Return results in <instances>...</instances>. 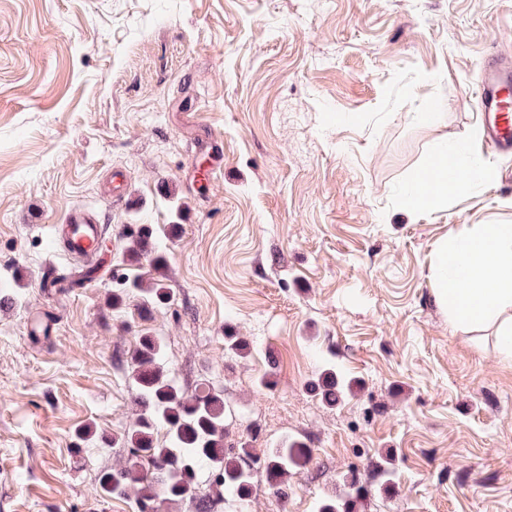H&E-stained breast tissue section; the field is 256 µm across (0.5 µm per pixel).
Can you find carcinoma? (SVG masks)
<instances>
[{"mask_svg": "<svg viewBox=\"0 0 512 512\" xmlns=\"http://www.w3.org/2000/svg\"><path fill=\"white\" fill-rule=\"evenodd\" d=\"M123 261L132 267L147 259L150 272L135 274L126 287L144 299L143 312L170 305L174 293L167 283V259L153 230L145 224H131L126 230ZM130 375L141 413L120 436L115 448L127 453L123 464L99 476L102 495L134 499L137 512H162L189 503L196 512H219L228 499L246 501L252 494L253 469L259 464L270 486L283 493L288 477L304 467L310 458L307 445L295 437L282 439L271 448L257 450L248 444L228 445L226 404L221 390L203 380L189 392L178 386L162 363L161 345L142 336L130 358ZM356 381L324 365L309 384L313 396L334 406L354 394ZM166 439H157L159 429ZM209 471V490L203 492L196 480L197 470ZM364 487L356 476L344 481V491L324 500L319 512H359Z\"/></svg>", "mask_w": 512, "mask_h": 512, "instance_id": "cac0c4a2", "label": "carcinoma"}]
</instances>
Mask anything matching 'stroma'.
<instances>
[{"mask_svg": "<svg viewBox=\"0 0 512 512\" xmlns=\"http://www.w3.org/2000/svg\"><path fill=\"white\" fill-rule=\"evenodd\" d=\"M496 51L512 0H0V512H136L98 478L145 335L178 385L223 391L227 443L311 450L287 495L257 472L223 512H318L349 472L365 512H512V364L435 282L442 241L512 224V157L475 100ZM446 143L490 177L406 213ZM74 208L107 227L100 269L53 288L77 271L52 234ZM130 224L155 229L175 294L148 317ZM36 310L52 336H25ZM327 361L358 382L333 407L307 388Z\"/></svg>", "mask_w": 512, "mask_h": 512, "instance_id": "35a3bbf8", "label": "stroma"}]
</instances>
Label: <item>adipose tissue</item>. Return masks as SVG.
I'll return each mask as SVG.
<instances>
[{
	"label": "adipose tissue",
	"instance_id": "ef3b65f1",
	"mask_svg": "<svg viewBox=\"0 0 512 512\" xmlns=\"http://www.w3.org/2000/svg\"><path fill=\"white\" fill-rule=\"evenodd\" d=\"M487 175L475 161L454 163L449 171L432 167L404 188L400 205L416 212L447 197L449 190L466 191L472 180ZM435 279L438 299L457 326L479 325L512 309V224H485L443 242Z\"/></svg>",
	"mask_w": 512,
	"mask_h": 512
}]
</instances>
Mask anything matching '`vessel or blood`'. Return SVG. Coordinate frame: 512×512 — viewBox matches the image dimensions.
<instances>
[{
  "label": "vessel or blood",
  "instance_id": "vessel-or-blood-1",
  "mask_svg": "<svg viewBox=\"0 0 512 512\" xmlns=\"http://www.w3.org/2000/svg\"><path fill=\"white\" fill-rule=\"evenodd\" d=\"M478 106L485 114V136L501 155L512 156V61L497 58L488 69ZM104 228L82 209H72L57 229L62 255L70 260L93 262L103 243Z\"/></svg>",
  "mask_w": 512,
  "mask_h": 512
}]
</instances>
